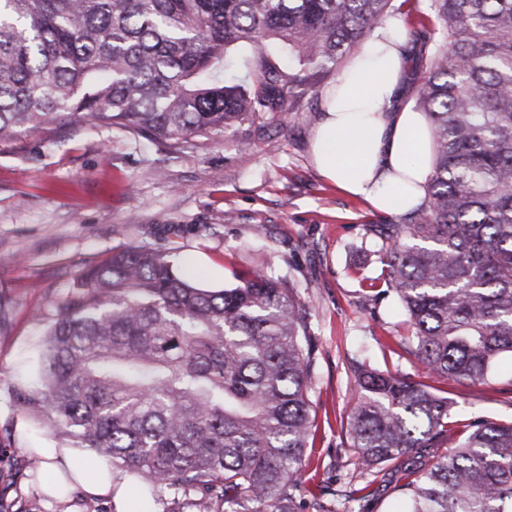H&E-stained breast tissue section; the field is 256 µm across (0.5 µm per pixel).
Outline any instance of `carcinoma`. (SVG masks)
I'll return each mask as SVG.
<instances>
[{"mask_svg": "<svg viewBox=\"0 0 512 512\" xmlns=\"http://www.w3.org/2000/svg\"><path fill=\"white\" fill-rule=\"evenodd\" d=\"M412 17L406 61L433 169L384 250L373 297L440 383L484 384L512 356V0H0V145L89 116L169 153L272 115L281 124L373 31ZM288 47L284 69L269 60ZM259 53L250 82L227 53ZM200 286L173 251H112L53 305L14 377L17 411L137 488L194 512H298L315 428L311 315L286 279ZM346 434L367 503L397 473L406 512H512V422L459 435L439 388L361 364Z\"/></svg>", "mask_w": 512, "mask_h": 512, "instance_id": "1", "label": "carcinoma"}]
</instances>
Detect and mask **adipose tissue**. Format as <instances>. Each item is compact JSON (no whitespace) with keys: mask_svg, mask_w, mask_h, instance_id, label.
Returning <instances> with one entry per match:
<instances>
[{"mask_svg":"<svg viewBox=\"0 0 512 512\" xmlns=\"http://www.w3.org/2000/svg\"><path fill=\"white\" fill-rule=\"evenodd\" d=\"M405 40L398 22L377 28L325 94V112L312 139L319 171L375 208L400 214L420 205L431 171L430 127L413 102L393 108L403 82ZM71 449L41 448L59 478L88 494L111 495L112 472L82 476Z\"/></svg>","mask_w":512,"mask_h":512,"instance_id":"adipose-tissue-1","label":"adipose tissue"}]
</instances>
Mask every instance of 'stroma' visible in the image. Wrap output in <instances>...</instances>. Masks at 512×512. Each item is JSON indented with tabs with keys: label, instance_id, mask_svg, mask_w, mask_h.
<instances>
[{
	"label": "stroma",
	"instance_id": "1",
	"mask_svg": "<svg viewBox=\"0 0 512 512\" xmlns=\"http://www.w3.org/2000/svg\"><path fill=\"white\" fill-rule=\"evenodd\" d=\"M322 96H306L287 126L195 138L171 154L120 126L91 117L0 146V427L17 420L10 399L16 366L39 348L54 302L113 249L149 243L201 256L205 273L231 276L261 253L264 275L293 280L312 315L319 430L306 451L308 486L335 512L359 483L358 455L340 421L353 403L351 364L420 378L401 348L404 315L393 298L373 301L364 278L381 276L382 243L366 227L399 224L315 169L310 151ZM451 417L512 421V359L487 384L446 386ZM26 437L0 449V512H21L37 486Z\"/></svg>",
	"mask_w": 512,
	"mask_h": 512
}]
</instances>
